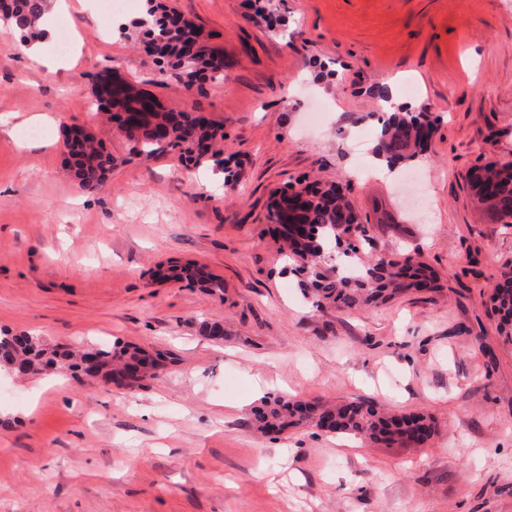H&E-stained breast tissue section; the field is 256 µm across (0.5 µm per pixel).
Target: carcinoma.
<instances>
[{"instance_id": "1", "label": "carcinoma", "mask_w": 512, "mask_h": 512, "mask_svg": "<svg viewBox=\"0 0 512 512\" xmlns=\"http://www.w3.org/2000/svg\"><path fill=\"white\" fill-rule=\"evenodd\" d=\"M12 7L0 13V20L14 24L19 45L42 35L39 21L47 13L48 0H11ZM159 4L146 0L143 18L118 29L119 36L134 41L154 56L159 72L171 67L180 71L185 86L202 90L210 82H224V54L207 44L200 27L179 13L157 15ZM96 111L119 126L123 114L145 112L136 133L128 137L131 154L149 159L179 150L185 160L200 165L211 161L221 168L224 158L218 149L224 141V127L199 112L148 111L149 93L121 80L93 92ZM376 119L379 134L373 154L385 162L387 170L409 163L424 151L439 117L429 112H412L400 105L392 110L369 112ZM69 170L85 190H102L112 172V154L95 144L92 133L72 127L65 140ZM477 202L492 211L497 223L512 226V164L488 162L474 168L469 177ZM267 220L283 241L284 251L295 271L304 275L308 291L319 305L357 310L384 304L411 290L438 288L434 273L411 255L398 258L361 257L355 241L347 239L351 226L358 223L349 194L331 184L323 189L305 186L293 194L282 191L268 209ZM343 243L350 250V269L344 270L325 260L327 245ZM186 278L214 294L223 290L221 279L195 268L185 269ZM494 311L501 316L500 333L512 336V292L496 287L490 295ZM112 375H121L137 365L140 380L153 378L161 369L160 359L129 346L96 349ZM84 354L81 349L58 347L47 350L40 337L30 334H0V367L11 369L17 363L42 365L51 370L77 368ZM252 425L262 434H280L290 428L315 427L336 435L361 436L375 445L411 448L425 443L435 432L433 418L423 412L389 415L378 405L363 401L308 403L286 396L266 397L253 411Z\"/></svg>"}]
</instances>
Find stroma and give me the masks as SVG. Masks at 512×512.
<instances>
[{"label": "stroma", "instance_id": "stroma-1", "mask_svg": "<svg viewBox=\"0 0 512 512\" xmlns=\"http://www.w3.org/2000/svg\"><path fill=\"white\" fill-rule=\"evenodd\" d=\"M212 32L224 82L154 81L151 57L120 38L143 0H93L67 15L73 45L24 68L0 32V331L59 344L121 341L172 361L134 390L67 369L0 372V512H512V342L489 296L512 276V227L477 207L466 177L512 162V0H162ZM115 69L171 110L224 126L222 170L177 153L129 155L94 113L91 77ZM442 120L423 160L353 177L375 144L368 89ZM112 153L109 185L64 172V130ZM350 184L373 253L418 255L440 287L368 311L316 307L278 254L274 189L302 177ZM217 294L160 278L186 264ZM220 321L216 342L200 333ZM304 401L362 400L424 411L438 432L383 448L313 428L261 437L257 378Z\"/></svg>", "mask_w": 512, "mask_h": 512}]
</instances>
